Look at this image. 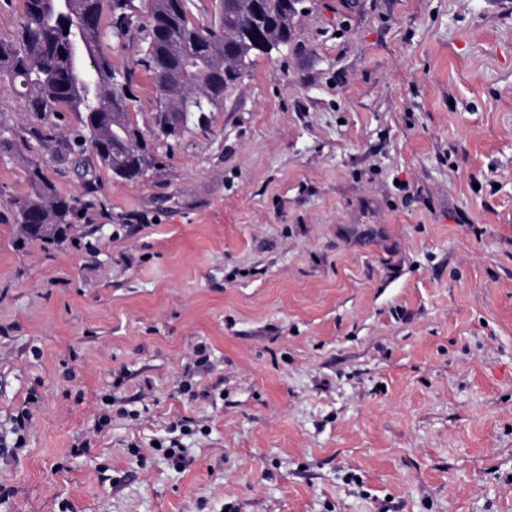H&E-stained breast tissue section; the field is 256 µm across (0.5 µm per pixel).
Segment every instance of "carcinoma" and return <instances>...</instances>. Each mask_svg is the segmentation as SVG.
I'll use <instances>...</instances> for the list:
<instances>
[{
  "mask_svg": "<svg viewBox=\"0 0 512 512\" xmlns=\"http://www.w3.org/2000/svg\"><path fill=\"white\" fill-rule=\"evenodd\" d=\"M184 0H25L24 16L14 37L0 39L4 78L20 88L28 108L47 118L65 108L80 115L73 137L58 140L35 130L22 133L9 126L0 144L15 141L30 154L27 179L33 192L17 203L15 218L26 239H39L32 224H47L45 238L65 235L72 219L88 209L98 186L89 179L76 195L59 194L45 176V157L78 164L89 153L122 179L143 177L155 164L154 148L129 119V98L136 70L154 79L158 107L152 115L153 141L177 140L192 114L218 104L211 76L224 66L227 28L236 29L240 70L256 51L255 36L286 40L295 5L288 0H240L231 21L224 11L208 23H194ZM108 39L137 45L131 65L118 69L104 52ZM180 113L170 124L169 113Z\"/></svg>",
  "mask_w": 512,
  "mask_h": 512,
  "instance_id": "cac0c4a2",
  "label": "carcinoma"
}]
</instances>
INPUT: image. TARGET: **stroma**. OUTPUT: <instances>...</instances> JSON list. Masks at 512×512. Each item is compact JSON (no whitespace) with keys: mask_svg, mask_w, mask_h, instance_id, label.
<instances>
[{"mask_svg":"<svg viewBox=\"0 0 512 512\" xmlns=\"http://www.w3.org/2000/svg\"><path fill=\"white\" fill-rule=\"evenodd\" d=\"M296 8L62 240L0 146V512H512V0Z\"/></svg>","mask_w":512,"mask_h":512,"instance_id":"obj_1","label":"stroma"}]
</instances>
